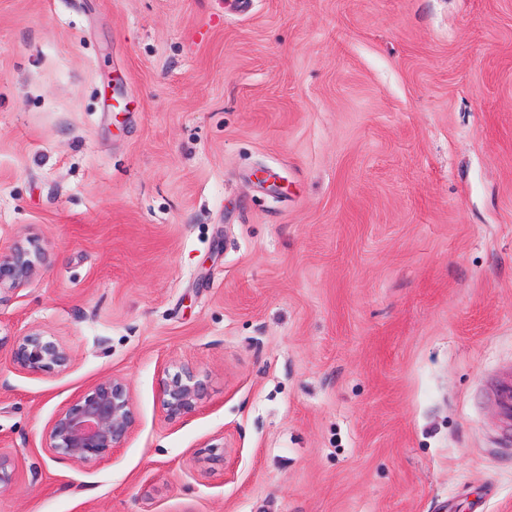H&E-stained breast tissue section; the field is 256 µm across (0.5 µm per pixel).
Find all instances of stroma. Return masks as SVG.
<instances>
[{
  "label": "stroma",
  "instance_id": "1",
  "mask_svg": "<svg viewBox=\"0 0 512 512\" xmlns=\"http://www.w3.org/2000/svg\"><path fill=\"white\" fill-rule=\"evenodd\" d=\"M239 2L0 0V512H512V0ZM41 249L35 240L18 241L6 253L0 254V288L23 286L35 273L41 260ZM9 361L18 370L39 375L63 371L70 364L71 354L53 337L30 331L17 336L9 349ZM205 384L190 371L166 374L159 383V395L168 420L191 413L204 395ZM494 402L503 419L512 420V370L500 375L493 385ZM134 422L128 384L112 377L56 413L44 435L45 448L84 464L122 447Z\"/></svg>",
  "mask_w": 512,
  "mask_h": 512
}]
</instances>
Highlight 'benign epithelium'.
Listing matches in <instances>:
<instances>
[{"instance_id":"obj_1","label":"benign epithelium","mask_w":512,"mask_h":512,"mask_svg":"<svg viewBox=\"0 0 512 512\" xmlns=\"http://www.w3.org/2000/svg\"><path fill=\"white\" fill-rule=\"evenodd\" d=\"M36 241H18L0 254V286H23L41 260ZM9 361L18 370L39 375L62 371L71 354L51 336L37 331L16 338ZM204 383L190 371L166 374L159 395L170 420L191 413L204 395ZM135 422L133 402L126 381L109 378L97 383L82 397L59 410L44 435L45 448L76 464L98 459L126 442Z\"/></svg>"}]
</instances>
